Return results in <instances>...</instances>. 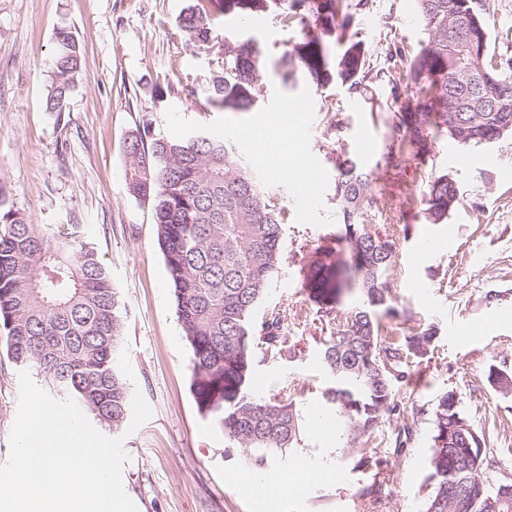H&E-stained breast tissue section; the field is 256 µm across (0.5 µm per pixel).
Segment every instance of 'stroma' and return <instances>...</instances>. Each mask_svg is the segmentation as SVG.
<instances>
[{"label": "stroma", "mask_w": 512, "mask_h": 512, "mask_svg": "<svg viewBox=\"0 0 512 512\" xmlns=\"http://www.w3.org/2000/svg\"><path fill=\"white\" fill-rule=\"evenodd\" d=\"M191 0H0V183L10 205L28 221L55 232L79 227L80 241L93 246L112 275L124 314L120 365L131 385L130 410L118 433L128 457L123 485L138 512H424L429 474L432 407L440 393L454 391L462 414L486 434L487 456L500 459L483 471L488 482L512 481V392L489 379L490 369L512 375V133L468 149L467 159L449 158V140L435 139L424 158L387 168L390 131L375 102L406 106V87L376 82L373 99L346 88L317 87L305 80L282 83L268 73L257 107L229 112L183 92L185 79L210 82L224 72V44L255 41L278 59L302 37L299 25L273 13L225 15L213 0L209 48L181 30L178 17ZM491 50L512 56V0H482ZM72 31L84 62L65 112L46 111L56 52L55 32ZM348 37L362 41L367 67H386L395 43L420 50L427 42L415 0H369ZM302 105L293 113V105ZM155 133L177 137L202 127L224 136L261 121L306 128L308 174L322 194L305 203L306 183L273 172L252 158L261 180L288 211L282 227L285 260L264 295L262 307H279L301 349L288 361H261L253 380L260 395L302 383L328 384L319 361L329 319L348 317L355 302L344 299L322 315L297 273L303 252L338 233L336 161L359 158L370 173L376 204L373 224H391L400 240L391 273L394 332L431 323L438 329L433 354L413 365L417 383L398 414L385 417L378 436H394L402 419L415 417L402 448L381 446L361 461L343 451L339 434L321 433L318 404L297 399L304 430L295 447L269 457L266 468L283 473L288 492L267 495L252 483L256 472L246 451L230 447L224 433L203 416L190 392L191 351L177 321L171 287L149 202L131 196L125 183L124 141L144 115ZM342 122L345 139L328 128ZM448 174L460 203L444 223L431 224L405 195L418 192L424 175ZM20 369L0 336V467L10 455ZM388 484L380 498L366 495L375 480Z\"/></svg>", "instance_id": "stroma-1"}]
</instances>
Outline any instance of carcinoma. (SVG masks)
<instances>
[{"instance_id": "carcinoma-1", "label": "carcinoma", "mask_w": 512, "mask_h": 512, "mask_svg": "<svg viewBox=\"0 0 512 512\" xmlns=\"http://www.w3.org/2000/svg\"><path fill=\"white\" fill-rule=\"evenodd\" d=\"M208 0H194L179 26L202 48L209 47L214 25ZM367 0H224V13L241 16L279 10L285 23L298 22L300 42L284 52L278 74L284 83L302 76L318 87L339 82L367 95L360 74L366 66L362 43L346 38L353 10ZM428 40L411 53L395 46L386 71L389 80L407 79L416 110L398 108L387 116L391 131L387 167L398 169L412 153L423 157L433 139L446 136L463 148L483 145L448 129L479 126L500 139L512 133V57L490 50L486 23L473 47L459 22L475 0H416ZM54 78L45 99L48 112H61L84 56L71 31L55 34ZM267 56L253 42L224 44V76L208 85L183 86L209 105L249 112ZM128 192L150 201L157 242L172 286L177 321L191 349V392L198 410L209 417L235 448L252 452L262 467L271 453L298 442L301 416L295 401L260 396L250 389L256 362L297 356L281 309L257 317L255 310L281 269L285 206L264 186L234 142L209 131L180 139L154 134L153 119L125 140ZM336 198L340 234L322 244L298 273L325 313L345 295L360 305L346 322L331 328L319 360L332 385L317 392L304 384L299 396L318 394L334 406L348 441L361 459L377 455L367 447L381 420L397 411L402 386L412 377L413 359L435 347L437 331L420 324L393 336L380 312L391 308L389 274L397 241L368 223L376 202L371 175L355 158L337 163ZM426 220L442 224L459 204L455 181L430 175L420 196ZM124 315L117 289L97 252L76 245V232L48 239L41 225L27 222L9 206L0 185V330L15 364L44 376L55 394L71 397L95 419L115 430L127 418L129 384L119 364ZM433 433L425 512H512V482L492 488L479 475L485 435L470 432L452 390L441 393L432 410Z\"/></svg>"}]
</instances>
